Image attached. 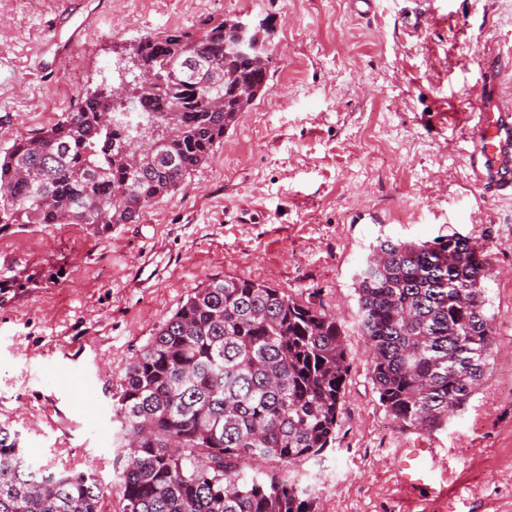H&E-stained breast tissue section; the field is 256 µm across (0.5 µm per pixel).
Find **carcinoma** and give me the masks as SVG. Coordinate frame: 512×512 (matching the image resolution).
<instances>
[{
  "instance_id": "cac0c4a2",
  "label": "carcinoma",
  "mask_w": 512,
  "mask_h": 512,
  "mask_svg": "<svg viewBox=\"0 0 512 512\" xmlns=\"http://www.w3.org/2000/svg\"><path fill=\"white\" fill-rule=\"evenodd\" d=\"M226 21L147 34L141 61L161 83L124 99L93 91L32 137L0 151V232L84 224L107 234L179 190L239 115L230 87L265 89L269 64L227 56ZM220 99L211 110L209 100ZM175 134L166 136L167 122ZM144 139L138 168L121 155ZM485 252L456 234L378 241L358 275L360 331L372 381L405 430L428 433L468 404L493 355ZM350 364L336 317L248 278L195 289L128 364L113 404L115 487L123 512H315L309 490L262 460L289 466L332 443ZM0 425V512H99L94 474L42 464Z\"/></svg>"
}]
</instances>
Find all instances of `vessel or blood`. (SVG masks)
<instances>
[{"instance_id":"obj_1","label":"vessel or blood","mask_w":512,"mask_h":512,"mask_svg":"<svg viewBox=\"0 0 512 512\" xmlns=\"http://www.w3.org/2000/svg\"><path fill=\"white\" fill-rule=\"evenodd\" d=\"M475 108L474 124L465 133L471 148L467 155L469 176L477 187L501 196H512V100L504 99L488 76L468 89ZM434 448H414L400 466V480L416 488L430 480L435 469Z\"/></svg>"}]
</instances>
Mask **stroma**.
<instances>
[{"mask_svg": "<svg viewBox=\"0 0 512 512\" xmlns=\"http://www.w3.org/2000/svg\"><path fill=\"white\" fill-rule=\"evenodd\" d=\"M413 0H84V33L56 60L61 0H0V147L32 136L111 82L146 34L212 17L258 24L267 91L176 193L110 235L81 224L0 233V424L35 461L96 473L102 512L116 493L119 425L112 396L131 359L195 288L213 277L316 294L345 335L350 373L333 442L297 463L316 512H512V197L470 183L468 86L488 53H512V0H432L434 19L406 30ZM248 208L245 224L225 209ZM459 234L488 255L496 314L489 379L441 429H402L371 380L360 332L358 273L378 241ZM169 265L135 287L149 252ZM432 439L431 488L399 480L405 449Z\"/></svg>", "mask_w": 512, "mask_h": 512, "instance_id": "1", "label": "stroma"}]
</instances>
